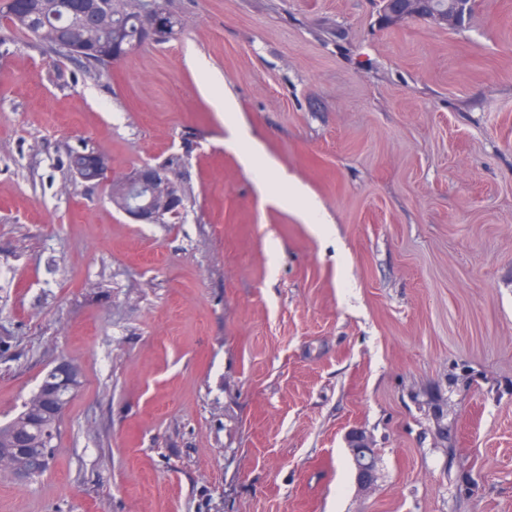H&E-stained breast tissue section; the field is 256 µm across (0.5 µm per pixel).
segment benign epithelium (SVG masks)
<instances>
[{"instance_id": "obj_1", "label": "benign epithelium", "mask_w": 512, "mask_h": 512, "mask_svg": "<svg viewBox=\"0 0 512 512\" xmlns=\"http://www.w3.org/2000/svg\"><path fill=\"white\" fill-rule=\"evenodd\" d=\"M141 44L156 42L165 36L163 19L166 11L149 0L140 9ZM382 15L390 21H400L417 16L416 0H406L401 5L394 0H382ZM445 28H455L461 23L459 5L454 3L444 11H431L422 16ZM128 54L123 44L100 45L97 53L99 64L109 69ZM75 175L84 182H101L112 185L117 208L140 224H160L162 217L180 216L184 211V197L179 184L171 177L170 171L162 165L144 163L126 176L115 179L110 176L106 157L100 153L83 154V163L76 166ZM349 450L355 460L356 479L360 487L370 491L374 485V444L364 431L349 435Z\"/></svg>"}]
</instances>
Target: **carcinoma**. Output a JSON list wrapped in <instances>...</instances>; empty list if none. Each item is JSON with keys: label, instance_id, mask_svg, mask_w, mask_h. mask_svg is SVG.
I'll use <instances>...</instances> for the list:
<instances>
[{"label": "carcinoma", "instance_id": "obj_1", "mask_svg": "<svg viewBox=\"0 0 512 512\" xmlns=\"http://www.w3.org/2000/svg\"><path fill=\"white\" fill-rule=\"evenodd\" d=\"M112 22L122 32L123 45L140 46L139 21L131 0H109ZM101 4L95 0H0V17L16 30L40 37L48 29L53 33L49 47L63 58H73L87 67L97 69L92 55L73 54L69 46L81 40L89 30L85 18ZM57 385L56 375L49 371L38 390L25 403L23 410L8 424L0 427V469L16 477L20 474L34 479L44 474L56 454L60 419L46 417L40 406L46 390Z\"/></svg>", "mask_w": 512, "mask_h": 512}]
</instances>
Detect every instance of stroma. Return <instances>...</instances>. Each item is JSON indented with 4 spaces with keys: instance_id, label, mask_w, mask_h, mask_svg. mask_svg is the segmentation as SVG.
I'll list each match as a JSON object with an SVG mask.
<instances>
[{
    "instance_id": "35a3bbf8",
    "label": "stroma",
    "mask_w": 512,
    "mask_h": 512,
    "mask_svg": "<svg viewBox=\"0 0 512 512\" xmlns=\"http://www.w3.org/2000/svg\"><path fill=\"white\" fill-rule=\"evenodd\" d=\"M162 2L180 31L104 72L0 22V425L59 360L83 375L0 512H512V0L453 30ZM209 72L330 234L225 146ZM84 148L168 166L179 223L76 179ZM279 180L288 182V189H291V196L294 200L302 203L301 214L307 223L315 224L319 231H325L327 225L334 224L321 204L315 199L306 195L304 190L297 184L291 183L289 177L281 175ZM348 444L355 460L356 479L364 491H371L375 478L373 440L365 431H353L349 435Z\"/></svg>"
}]
</instances>
